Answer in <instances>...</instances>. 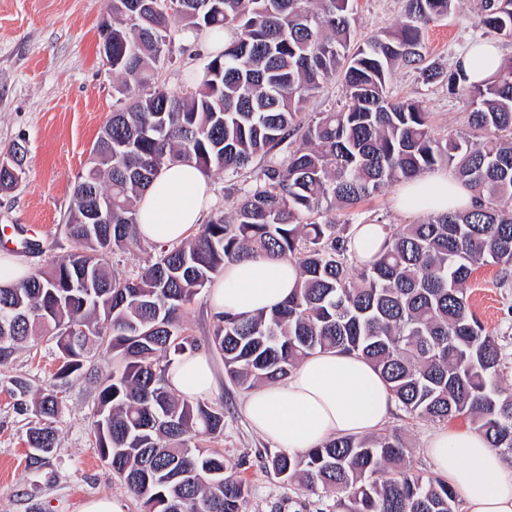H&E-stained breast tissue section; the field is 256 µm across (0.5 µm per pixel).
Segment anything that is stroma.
Here are the masks:
<instances>
[{
	"label": "stroma",
	"mask_w": 512,
	"mask_h": 512,
	"mask_svg": "<svg viewBox=\"0 0 512 512\" xmlns=\"http://www.w3.org/2000/svg\"><path fill=\"white\" fill-rule=\"evenodd\" d=\"M405 9L406 0H357L358 36L394 29ZM475 14L470 4L464 12L430 22L423 43L429 62L448 68L472 48L480 38ZM111 16L112 0H0V157L16 143L27 150L18 186L0 191V245L5 232L31 231L34 246L11 255L32 272L74 249L64 233L73 185L116 103V80L98 53V27ZM175 46L176 61L161 69L159 79L182 96L193 87L204 59L198 33L176 32ZM388 91L397 100L423 102L440 133L466 126L465 102L445 86L424 83L413 69L395 68ZM396 193L392 186L362 204L360 220L371 224L380 218L395 228L424 220V213L399 211ZM497 280V266H482L466 287L485 328L505 345L502 384L512 388V287H500ZM209 359L217 381L209 400L224 407V432L210 445L249 486L243 512H333V499L283 480L268 467L277 448L251 429L243 408L246 389L225 378L219 354L210 353ZM57 367V353L45 342L19 349L0 366V512H81L85 502L98 497L120 501L124 512H140L95 445L91 423L96 392L89 379L62 386L57 446L46 459L30 460L26 435L35 416L13 394V383L25 381L32 393H39L53 384ZM386 427L400 430L414 469L434 471L426 444L438 431L437 423L398 409Z\"/></svg>",
	"instance_id": "obj_1"
}]
</instances>
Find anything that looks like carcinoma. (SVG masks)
<instances>
[{"label": "carcinoma", "mask_w": 512, "mask_h": 512, "mask_svg": "<svg viewBox=\"0 0 512 512\" xmlns=\"http://www.w3.org/2000/svg\"><path fill=\"white\" fill-rule=\"evenodd\" d=\"M355 0H112V73L119 94L73 186L65 231L73 252L17 283L0 285V365L30 340L58 353L56 379L98 381L93 435L141 512H242L249 490L204 441L224 432V407L170 387L176 359L199 348L181 313L224 273L263 256L299 272L282 305L251 316L216 315L210 349L230 381L275 384L326 350L357 354L381 373L410 417L446 424L464 416L489 445L512 457V390L502 386L503 345L472 310L465 283L479 267L512 275V59L482 82L461 65L425 64L424 28L462 0H408L395 30L351 46ZM228 32L193 90L175 96L158 79L173 59L174 28ZM476 26L512 39V0H480ZM439 81L469 107L467 128L438 133L419 101L387 92L395 65ZM346 104L305 117L299 104L335 75ZM274 149L282 165L268 164ZM195 163L235 180L255 166L231 214L214 212L177 244H156L150 263L124 276L110 256L137 246V203L169 164ZM0 166V190L23 174ZM445 168L476 194L465 210L430 213L388 228L384 249L361 261L348 247L351 222L324 205L352 209L388 186ZM112 201L98 233L82 219ZM91 273L89 285L81 282ZM58 391L34 404L26 443L38 462L57 443ZM396 431L328 439L300 455L275 454L272 470L336 498V512H457L441 477L415 471Z\"/></svg>", "instance_id": "cac0c4a2"}]
</instances>
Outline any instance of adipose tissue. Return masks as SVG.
Wrapping results in <instances>:
<instances>
[{"instance_id":"ef3b65f1","label":"adipose tissue","mask_w":512,"mask_h":512,"mask_svg":"<svg viewBox=\"0 0 512 512\" xmlns=\"http://www.w3.org/2000/svg\"><path fill=\"white\" fill-rule=\"evenodd\" d=\"M210 183L189 163L166 167L138 204L141 235L158 243L185 239L202 221ZM474 192L440 169L404 183L397 193L402 211H441L469 207ZM298 271L287 261L249 258L226 264L210 292L213 312L231 315L267 310L288 297ZM172 389L188 399L207 397L214 388L210 360L188 353L167 373ZM395 406L380 373L365 359L337 350L301 362L285 382L255 388L245 404L253 428L280 448L302 453L338 436H365L381 429ZM428 453L467 512H512V465L476 430L437 431Z\"/></svg>"}]
</instances>
